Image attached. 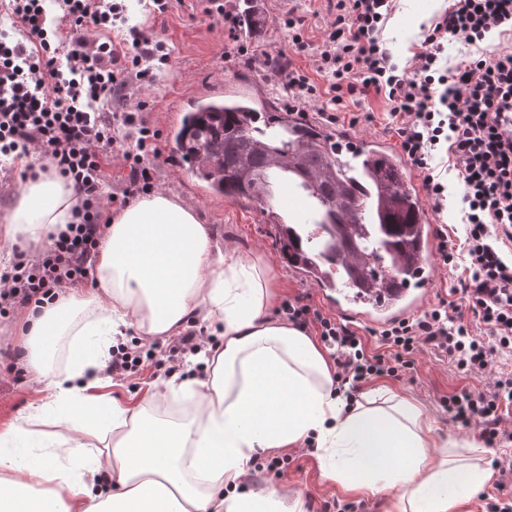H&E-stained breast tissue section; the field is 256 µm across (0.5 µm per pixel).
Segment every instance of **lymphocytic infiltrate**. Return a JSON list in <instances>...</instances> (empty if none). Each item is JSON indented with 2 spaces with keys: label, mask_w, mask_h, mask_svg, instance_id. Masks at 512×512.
<instances>
[{
  "label": "lymphocytic infiltrate",
  "mask_w": 512,
  "mask_h": 512,
  "mask_svg": "<svg viewBox=\"0 0 512 512\" xmlns=\"http://www.w3.org/2000/svg\"><path fill=\"white\" fill-rule=\"evenodd\" d=\"M45 2L0 0L11 19L10 27L0 28V181L16 176L5 157L35 154L80 192L82 220L36 258L16 251L10 270L0 273L1 317L54 300L83 282L108 223L107 207L123 208L154 188L144 159L156 154L157 134L141 124L126 90L131 82L153 79L155 63L167 59L165 43L135 27L117 30L124 18L118 0H59L58 18L49 16ZM393 8L394 0H336L335 20L320 45L309 42L302 22L291 18V51L260 54L240 46L236 52L272 70L296 111L319 106L331 125L339 122L346 97L384 96L391 127L406 157L424 171L437 211L448 187L430 168L438 149H446L464 189L470 266L460 292L487 333L475 334L457 306L443 301L422 318L384 329L380 337L392 354L371 356L355 331L317 308L287 301L281 311L333 349L336 390L354 393L371 377L410 369L424 346L445 354L464 375L485 379L484 388L453 392L443 405L454 422L477 425L486 445L499 448L512 442L506 418L512 412V371L492 379L487 372L493 355L512 353V260L498 245L502 239L512 243V125L501 122L502 114H512V51L487 50L453 67L442 54L452 38L474 45L494 30L512 32V0H451L403 68L380 45ZM103 30L115 32V39L101 40ZM310 51L315 59L309 76L294 67L291 55ZM123 130L137 135L136 152L122 155L129 187L107 196L108 153ZM200 342V332L190 330L162 348H145L137 340L121 344L113 348L107 372L130 379L159 363L171 374Z\"/></svg>",
  "instance_id": "1"
}]
</instances>
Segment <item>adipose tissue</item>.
<instances>
[{
  "label": "adipose tissue",
  "instance_id": "obj_1",
  "mask_svg": "<svg viewBox=\"0 0 512 512\" xmlns=\"http://www.w3.org/2000/svg\"><path fill=\"white\" fill-rule=\"evenodd\" d=\"M78 194L52 173L27 183L0 237L42 247L77 223ZM95 286L72 287L22 311L18 342L43 396L0 430V512H306L301 493L269 485L238 492L253 459L314 442L322 476L344 489L386 496V512H471L491 478L464 462L469 438L433 442L422 409L379 389L349 405L333 394L329 356L294 325L270 319L271 266L215 245L196 211L166 192L111 216L93 263ZM220 333L200 357L207 379L170 378L140 403L99 395L123 329L144 339L178 336L191 320ZM72 339L69 363L49 367V342ZM186 395L196 417L180 427L147 415ZM66 462H59L58 453ZM208 481L198 493L175 458Z\"/></svg>",
  "mask_w": 512,
  "mask_h": 512
}]
</instances>
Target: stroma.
Listing matches in <instances>:
<instances>
[{
  "label": "stroma",
  "mask_w": 512,
  "mask_h": 512,
  "mask_svg": "<svg viewBox=\"0 0 512 512\" xmlns=\"http://www.w3.org/2000/svg\"><path fill=\"white\" fill-rule=\"evenodd\" d=\"M208 5V0H172L168 13L156 17L147 0H125L124 3L128 25L137 27L147 37L164 41L168 48V58L156 79L135 84L129 90L131 103L142 106L140 117L145 125L160 133L158 156L145 160L153 170L155 187L194 208L218 247L261 255L277 275L278 302L299 297L325 314L336 316L338 321H345V314L336 313L299 268L288 263L279 243L278 227L266 221L259 203L207 193L202 182L191 176L176 156L174 137L182 117L191 103L206 95L210 88L224 84L231 90L259 94L276 109L288 107L285 90L268 71L260 64L250 65L230 56L231 43L224 24L207 15ZM446 7V0H396L381 41L398 66H405L419 47L423 24L429 23ZM335 16L332 0H262L261 28L240 27L236 34L240 42L255 49L286 51L292 36L286 25L288 18L303 20L306 35L317 42ZM388 110L384 97L357 96L348 106L350 120L325 125L313 111L306 120L323 125L325 132L335 137L380 142L387 153L398 156L402 149L388 127ZM433 165L436 175L448 185V202L442 211L430 212L428 222L435 230L447 234L448 245L455 250L457 259L448 266L436 262L434 268L429 269L431 285L425 303L429 309L440 300H454V288L468 275V260L463 249L465 226L461 222L462 184L446 152H438ZM17 334L16 317L0 318V427L13 421L41 397L36 372L20 363ZM381 384L423 408L433 426V438L479 436L478 428L454 423L441 404L448 394L463 388H478L479 380L464 375L434 351L428 349L416 355L412 370L401 376L373 377L362 383L361 388L366 391ZM291 456L293 461L284 476L276 479L254 469L245 480L246 488L256 489L275 482L284 488L302 491L307 512H336L340 502L354 504L355 512H382L378 499L344 493L324 480L319 461L312 452L295 450Z\"/></svg>",
  "instance_id": "1"
}]
</instances>
